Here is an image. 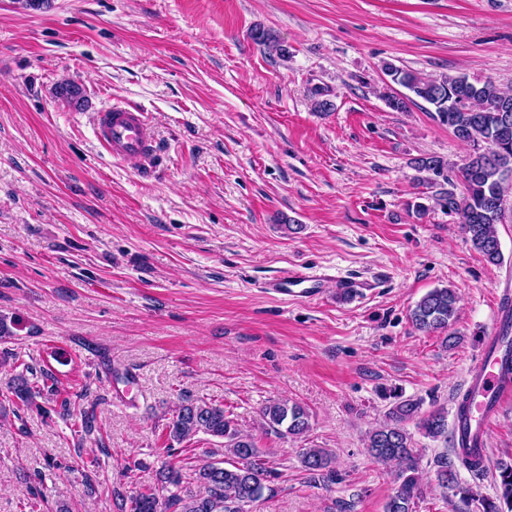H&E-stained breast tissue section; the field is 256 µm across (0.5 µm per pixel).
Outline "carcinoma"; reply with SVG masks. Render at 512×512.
I'll return each mask as SVG.
<instances>
[{"label":"carcinoma","instance_id":"cac0c4a2","mask_svg":"<svg viewBox=\"0 0 512 512\" xmlns=\"http://www.w3.org/2000/svg\"><path fill=\"white\" fill-rule=\"evenodd\" d=\"M252 39L268 51L280 56L287 49L269 30L256 27ZM386 75L407 90L403 95L386 98L388 107L405 112L409 104L422 100L435 109V117L448 126L456 138L469 144L472 152L460 168L464 194L457 198L443 192L440 205L459 215L473 247L491 264L502 263L496 225L503 222L507 193L512 188V94L502 92L492 82L472 80L465 74L429 79L409 69L388 65ZM58 95L69 103H78L82 89L66 81L58 86ZM414 167L437 176L444 174L448 162L439 156L414 159ZM458 296L450 288H435L424 295L411 310L413 325L424 332L448 330L457 314ZM10 393L24 406L33 404L39 391L24 378L10 386ZM422 401L397 400L389 408L386 422L367 436L366 448L376 460L398 467L399 485L387 503L385 512H413L415 498L420 495L416 450L404 423L414 418L422 434L436 439L448 434V416L443 409L421 414ZM262 416L281 434L301 436L310 428V414L305 407L288 400L271 401ZM168 440L181 443L204 433L224 439L225 460L209 463L194 472L205 494L184 500L171 493L183 482L181 469L167 464L159 472L157 483L146 492L130 497L129 512H245V507L264 497L269 483L279 477L254 444L242 434L235 421L227 416L224 406L204 399H186L164 425ZM301 464L311 478L326 484L336 482L333 457L325 448H304ZM438 484L467 506L476 505L478 512H512V464L499 462L494 476L496 494L488 497L458 478L463 467L478 474L486 471L479 458L464 445L436 458Z\"/></svg>","mask_w":512,"mask_h":512}]
</instances>
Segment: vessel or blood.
<instances>
[{
  "instance_id": "b4317fda",
  "label": "vessel or blood",
  "mask_w": 512,
  "mask_h": 512,
  "mask_svg": "<svg viewBox=\"0 0 512 512\" xmlns=\"http://www.w3.org/2000/svg\"><path fill=\"white\" fill-rule=\"evenodd\" d=\"M100 152L117 162L150 158L155 154L147 112L126 102H116L93 120ZM268 291L293 300L320 296V280L301 270L287 272L267 286ZM496 331L488 336L481 356L469 367L465 391L470 409L465 425L469 445L483 446L486 432L497 418L503 401L512 398V379L500 367L501 328L512 322V292L503 291L495 310Z\"/></svg>"
}]
</instances>
